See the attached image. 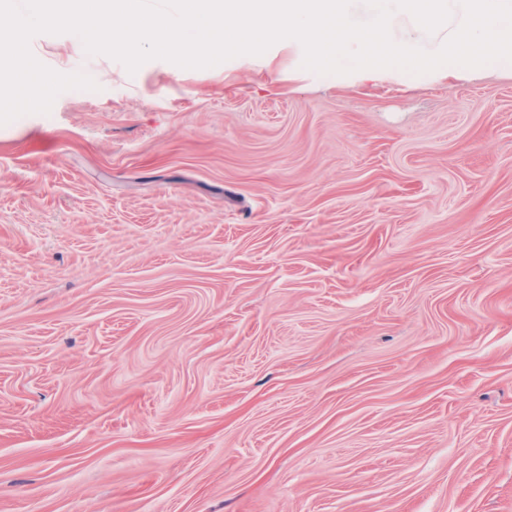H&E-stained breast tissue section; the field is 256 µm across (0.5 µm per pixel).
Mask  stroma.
Here are the masks:
<instances>
[{
    "mask_svg": "<svg viewBox=\"0 0 512 512\" xmlns=\"http://www.w3.org/2000/svg\"><path fill=\"white\" fill-rule=\"evenodd\" d=\"M0 126V512H512V74L280 56Z\"/></svg>",
    "mask_w": 512,
    "mask_h": 512,
    "instance_id": "obj_1",
    "label": "stroma"
}]
</instances>
